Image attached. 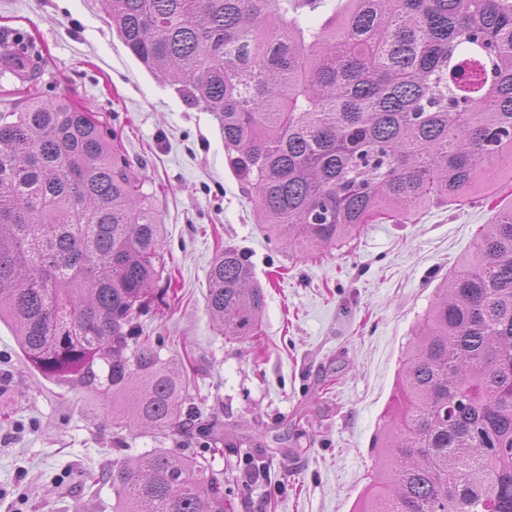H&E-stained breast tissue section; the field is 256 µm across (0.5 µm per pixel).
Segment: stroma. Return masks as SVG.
<instances>
[{"mask_svg":"<svg viewBox=\"0 0 512 512\" xmlns=\"http://www.w3.org/2000/svg\"><path fill=\"white\" fill-rule=\"evenodd\" d=\"M39 50L46 98L98 113L122 136L161 219L174 293L142 319L161 356L184 366L186 408L219 422L233 512H353L373 480L374 440L395 405L400 357L448 271L482 225L512 206V173L465 205L431 204L408 224L366 225L349 245L294 255L257 224L224 159L211 113L187 106L113 31L98 0H0V31ZM232 246L265 293L257 336L225 341L206 311L207 271ZM0 512H112L111 485L87 472L153 448L146 429L109 421L112 400L48 378L0 322Z\"/></svg>","mask_w":512,"mask_h":512,"instance_id":"1","label":"stroma"}]
</instances>
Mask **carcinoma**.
I'll list each match as a JSON object with an SVG mask.
<instances>
[{
    "mask_svg": "<svg viewBox=\"0 0 512 512\" xmlns=\"http://www.w3.org/2000/svg\"><path fill=\"white\" fill-rule=\"evenodd\" d=\"M130 52L213 115L257 223L288 250L339 246L367 224L492 190L512 160V0H99ZM29 39L0 61L21 77ZM0 110V321L50 378L112 398L168 438L186 386L139 319L166 263L160 219L121 136L35 82ZM206 310L228 340L257 335L264 291L218 250ZM398 371L399 408L354 512H512V208L448 272ZM112 512H227L202 453L112 463Z\"/></svg>",
    "mask_w": 512,
    "mask_h": 512,
    "instance_id": "1",
    "label": "carcinoma"
}]
</instances>
